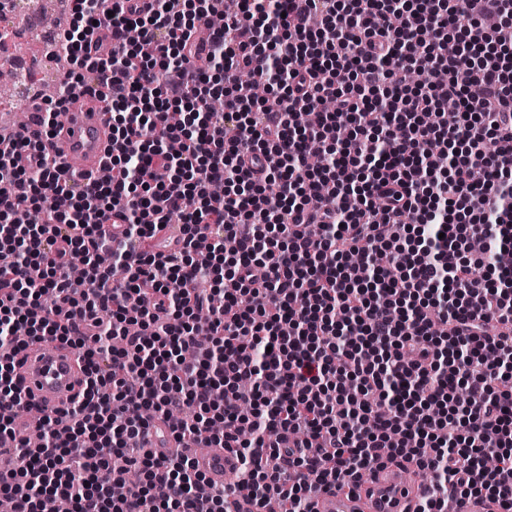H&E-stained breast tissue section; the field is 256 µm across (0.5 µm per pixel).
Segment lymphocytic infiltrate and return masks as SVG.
Here are the masks:
<instances>
[{
  "label": "lymphocytic infiltrate",
  "mask_w": 512,
  "mask_h": 512,
  "mask_svg": "<svg viewBox=\"0 0 512 512\" xmlns=\"http://www.w3.org/2000/svg\"><path fill=\"white\" fill-rule=\"evenodd\" d=\"M138 2L67 0L50 55L69 67L35 137L0 147V495L227 512L187 459L143 447L161 418L234 452L258 506L313 512V488L410 463L432 475L415 512H512V0H234L209 30L211 0ZM98 24L112 44H90ZM407 69L430 79L410 88ZM245 71L267 98L238 95ZM77 93L107 101L116 147L89 188L47 148ZM174 213L185 246L167 254L153 240ZM49 338L86 385L68 438L45 417L32 448L15 360ZM115 454L140 475L118 498Z\"/></svg>",
  "instance_id": "lymphocytic-infiltrate-1"
}]
</instances>
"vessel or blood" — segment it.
<instances>
[{
  "label": "vessel or blood",
  "instance_id": "b4317fda",
  "mask_svg": "<svg viewBox=\"0 0 512 512\" xmlns=\"http://www.w3.org/2000/svg\"><path fill=\"white\" fill-rule=\"evenodd\" d=\"M111 141L107 113L97 100L83 94L74 97L68 112L61 114L52 148L62 160L74 162L75 176L89 185L102 176ZM16 376L26 400L50 416L78 399L85 386L78 353L57 341H40L21 352ZM180 450L193 468L205 475L211 490L224 488L226 478L236 474L239 466L231 452L210 447L203 438ZM418 488V483L405 479L402 467L389 464L363 483L361 493L345 488L316 491L313 510L412 512Z\"/></svg>",
  "mask_w": 512,
  "mask_h": 512
}]
</instances>
